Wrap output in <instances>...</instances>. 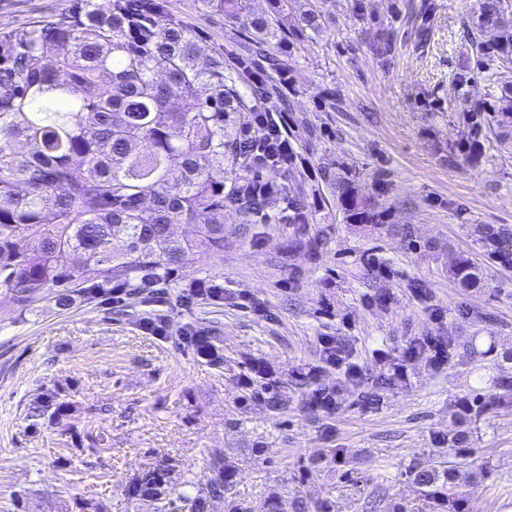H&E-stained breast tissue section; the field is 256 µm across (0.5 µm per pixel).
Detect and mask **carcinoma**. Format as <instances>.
<instances>
[{
    "label": "carcinoma",
    "instance_id": "carcinoma-1",
    "mask_svg": "<svg viewBox=\"0 0 512 512\" xmlns=\"http://www.w3.org/2000/svg\"><path fill=\"white\" fill-rule=\"evenodd\" d=\"M289 0H274L276 18L251 21V35L238 43L236 64L211 57L198 66L206 45L169 11V0H75L65 12L38 24L0 33V288L20 310L52 297L65 309L74 293L102 298L114 287L152 301L154 289L170 286L187 252L224 262V208L234 207L244 224L268 220L265 208L280 195L288 223L298 225L294 248L313 251L327 243V229L313 223L306 196H290L264 179L267 155L244 141V121L273 107L277 92L257 58H273L268 38ZM201 9L237 17L247 0H200ZM370 50L388 60L394 32L374 24L364 0H353ZM301 26L314 33L322 14L307 10ZM467 38L479 71H488L498 91L464 113L468 158L479 159L481 138L512 124V18L504 0H477ZM52 59H46L49 47ZM238 177H224V162ZM337 201L350 224H387L390 210L362 194L347 178ZM196 228L191 239L172 232ZM485 256L512 268V227L477 226ZM459 287L483 286L484 273L467 251L448 265ZM202 298L220 300L223 288L202 278ZM196 352L216 358L211 337H190ZM448 353L473 363L494 352L475 339H445ZM512 409V375L459 397L454 414L475 423L492 410ZM472 431L448 434L451 459L414 466L409 476L426 512H470L461 480L469 469ZM208 463L218 477L208 495L170 496L169 473L147 470L130 493L155 512H205L207 499L222 498L234 485L236 466L219 449ZM267 512H310L307 501L272 492Z\"/></svg>",
    "mask_w": 512,
    "mask_h": 512
}]
</instances>
